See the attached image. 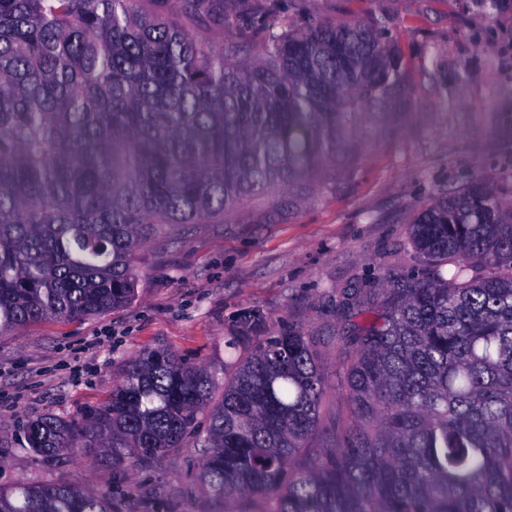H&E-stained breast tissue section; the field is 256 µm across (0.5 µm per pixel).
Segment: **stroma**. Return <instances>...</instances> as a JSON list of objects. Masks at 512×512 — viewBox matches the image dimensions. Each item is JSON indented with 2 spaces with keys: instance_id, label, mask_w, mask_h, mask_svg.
<instances>
[{
  "instance_id": "35a3bbf8",
  "label": "stroma",
  "mask_w": 512,
  "mask_h": 512,
  "mask_svg": "<svg viewBox=\"0 0 512 512\" xmlns=\"http://www.w3.org/2000/svg\"><path fill=\"white\" fill-rule=\"evenodd\" d=\"M250 15L277 9L305 29L385 21L403 78L371 105L356 133L317 175L150 238L135 255L138 296L73 320L36 321L0 336V487L75 482L108 490L116 512H213L196 480L202 450L183 448L116 471L75 449L33 453L28 420L66 419L101 407L124 366L167 347L223 379L224 346L241 312L257 308L312 336L325 376L321 437L349 409L339 360L348 356L331 307L344 289L405 271L410 229L438 193L476 176L512 205V7L480 0H229Z\"/></svg>"
}]
</instances>
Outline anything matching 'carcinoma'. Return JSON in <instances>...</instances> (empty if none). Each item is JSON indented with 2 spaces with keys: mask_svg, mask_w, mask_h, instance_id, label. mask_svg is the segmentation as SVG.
<instances>
[{
  "mask_svg": "<svg viewBox=\"0 0 512 512\" xmlns=\"http://www.w3.org/2000/svg\"><path fill=\"white\" fill-rule=\"evenodd\" d=\"M136 2L0 0V334L131 303L149 238L320 170L355 109L401 80L382 21L293 31L273 9L178 0L224 26L217 44ZM243 25L256 56L231 39ZM411 244L421 263L341 304L352 417L321 446L311 338L249 310L223 384L143 352L84 418L29 420V449L121 471L202 430L197 481L218 512H512V210L473 178L418 213ZM0 512L115 508L110 491L18 483Z\"/></svg>",
  "mask_w": 512,
  "mask_h": 512,
  "instance_id": "obj_1",
  "label": "carcinoma"
}]
</instances>
